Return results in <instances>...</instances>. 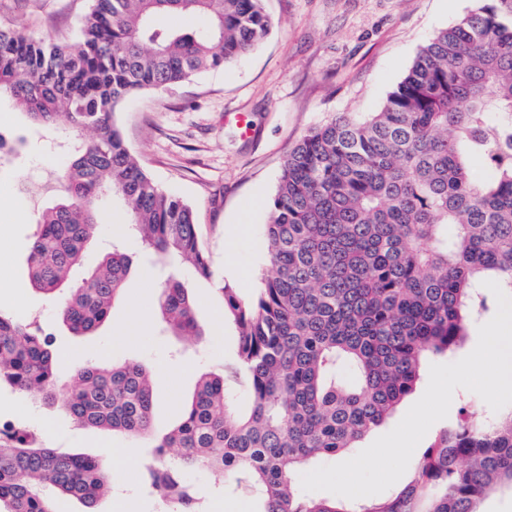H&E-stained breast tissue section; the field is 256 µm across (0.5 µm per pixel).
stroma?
<instances>
[{"label": "stroma", "mask_w": 512, "mask_h": 512, "mask_svg": "<svg viewBox=\"0 0 512 512\" xmlns=\"http://www.w3.org/2000/svg\"><path fill=\"white\" fill-rule=\"evenodd\" d=\"M92 0H0V24L35 38L77 43ZM476 0H265L272 26L252 51L218 70L163 90L129 97L115 114L117 126L141 167L168 192L192 205L199 240L216 267L232 259L242 291L267 272L264 226L269 201L289 151L312 129L341 116L380 111L419 48L456 24ZM248 115L240 126L236 113ZM26 147L0 166V310L36 321L55 336L62 374L88 361H136L156 373L155 425L179 421L200 373L231 361L238 336L224 320L210 283L187 269L179 276L195 298L204 342L177 355V341L161 327V284L170 268L145 274L133 238L121 245L137 256L122 297L108 320L86 336L71 334L28 278L27 249L36 221L60 190L66 157L62 129L32 127L9 99L0 100V129ZM144 323L124 334L117 326L133 311ZM23 421L66 453L95 457L112 478V495L97 512H156L140 488V443L71 424L55 407L0 389V422Z\"/></svg>", "instance_id": "stroma-1"}]
</instances>
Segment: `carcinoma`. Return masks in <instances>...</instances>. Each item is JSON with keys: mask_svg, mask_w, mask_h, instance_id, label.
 Segmentation results:
<instances>
[{"mask_svg": "<svg viewBox=\"0 0 512 512\" xmlns=\"http://www.w3.org/2000/svg\"><path fill=\"white\" fill-rule=\"evenodd\" d=\"M204 16L208 27H159ZM264 0H93L72 47L0 27V95L38 127L68 128L60 197L31 236L30 283L77 335L108 319L133 260L117 245L69 281L107 233L99 201L116 192L141 249L215 284L238 329L229 366L199 375L181 421L153 432L151 372L89 360L59 376L54 337L0 311V387L58 405L84 428L146 439L139 481L168 512H203L195 476L215 477L251 512H478L512 487V411L475 423L467 408L424 449L414 479L370 503L303 495L297 473L336 457L410 395L423 360L453 353L512 295V0H481L423 45L380 111L334 119L288 153L269 203L270 269L244 295L200 247L194 208L140 167L115 123L131 95L223 68L269 33ZM481 160L488 173H475ZM175 336H201L183 283L162 285ZM248 391L242 411L235 384ZM111 489L100 462L45 440L0 441V512L92 507Z\"/></svg>", "mask_w": 512, "mask_h": 512, "instance_id": "obj_1", "label": "carcinoma"}]
</instances>
